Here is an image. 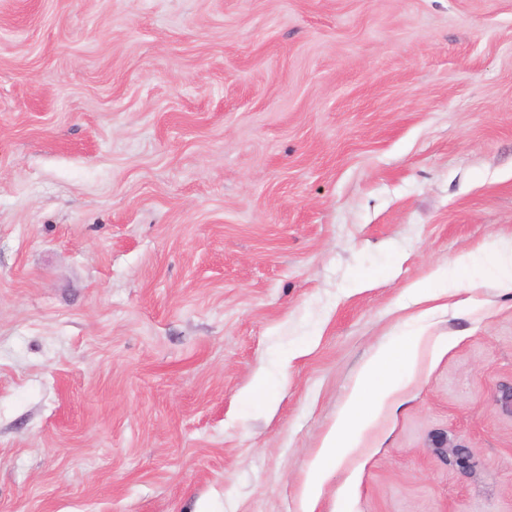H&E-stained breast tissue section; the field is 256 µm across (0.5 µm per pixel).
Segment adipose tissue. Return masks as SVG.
I'll return each mask as SVG.
<instances>
[{
	"instance_id": "ef3b65f1",
	"label": "adipose tissue",
	"mask_w": 512,
	"mask_h": 512,
	"mask_svg": "<svg viewBox=\"0 0 512 512\" xmlns=\"http://www.w3.org/2000/svg\"><path fill=\"white\" fill-rule=\"evenodd\" d=\"M487 264L497 288L512 290V250H499L490 260L474 252L458 255L454 268L464 270ZM422 336L412 333L397 342L380 347L363 365L340 410L334 426L324 437L312 461L304 485L303 512H316L321 486L331 464L352 457L360 437L372 426L381 410L405 385V368L415 358Z\"/></svg>"
}]
</instances>
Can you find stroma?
Returning <instances> with one entry per match:
<instances>
[{
  "mask_svg": "<svg viewBox=\"0 0 512 512\" xmlns=\"http://www.w3.org/2000/svg\"><path fill=\"white\" fill-rule=\"evenodd\" d=\"M509 241L512 0H0V512H302ZM456 284L317 512H512V291ZM432 283H448L445 288H433ZM413 291L418 301L437 300L442 296H451L456 291L455 283L448 277V266L437 269L431 276L430 281L421 282L414 286ZM420 332L380 347L363 365L336 422L323 438L304 485L303 512H316L321 486L331 464L343 462L359 449L360 437L372 426L381 410L405 385L404 369L415 358Z\"/></svg>",
  "mask_w": 512,
  "mask_h": 512,
  "instance_id": "stroma-1",
  "label": "stroma"
}]
</instances>
